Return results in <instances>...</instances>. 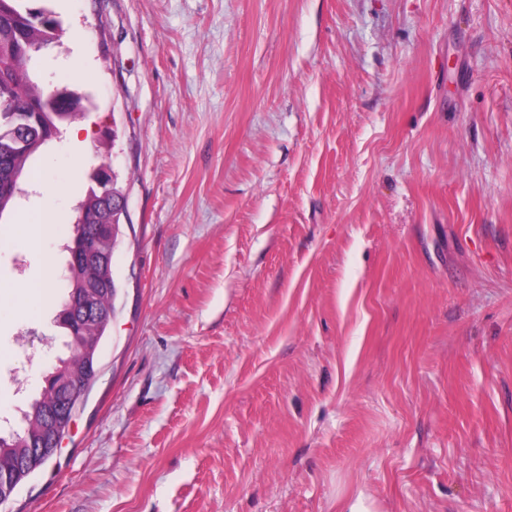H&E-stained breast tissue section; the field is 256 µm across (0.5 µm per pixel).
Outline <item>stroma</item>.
I'll return each instance as SVG.
<instances>
[{
	"instance_id": "stroma-1",
	"label": "stroma",
	"mask_w": 512,
	"mask_h": 512,
	"mask_svg": "<svg viewBox=\"0 0 512 512\" xmlns=\"http://www.w3.org/2000/svg\"><path fill=\"white\" fill-rule=\"evenodd\" d=\"M46 5L92 106L0 283L62 295L92 167L127 215L99 373L0 512H512V0ZM58 311L0 305L7 428ZM56 224V218L46 212H24L13 228L18 226L23 229L31 244L36 246L51 233Z\"/></svg>"
}]
</instances>
